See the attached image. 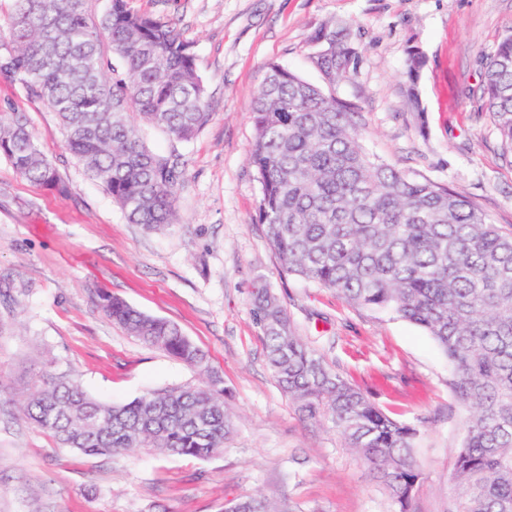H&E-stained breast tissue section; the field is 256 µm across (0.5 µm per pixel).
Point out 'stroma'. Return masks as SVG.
I'll list each match as a JSON object with an SVG mask.
<instances>
[{
	"label": "stroma",
	"instance_id": "35a3bbf8",
	"mask_svg": "<svg viewBox=\"0 0 512 512\" xmlns=\"http://www.w3.org/2000/svg\"><path fill=\"white\" fill-rule=\"evenodd\" d=\"M192 43L209 117L190 141L142 126L143 143L184 171L177 221L128 223L64 146L55 112L0 75V113L25 115L69 192L20 177L0 158V512H224L262 496L285 512H397L369 463L328 421L302 418L277 386L252 314L266 278L299 336L343 377L419 431L422 477L412 512H454L455 453L469 409L448 361L421 328L347 304L336 291L282 274L257 220L248 161L250 104L278 63L352 104L369 152L411 176L448 184L512 229V162L468 90L481 59L512 33V0H128ZM328 21L357 50L349 79L326 83L310 41ZM425 65L418 104L406 60ZM177 324L224 381L234 429L205 460L138 451L85 456L59 448L20 410L19 390L44 365L114 403L199 382L195 370L141 344L104 314L101 293ZM423 66V57L420 51L412 50L406 61V84L407 94L409 98L418 104V97L416 93V84L419 79V73Z\"/></svg>",
	"mask_w": 512,
	"mask_h": 512
}]
</instances>
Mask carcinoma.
Instances as JSON below:
<instances>
[{
    "label": "carcinoma",
    "mask_w": 512,
    "mask_h": 512,
    "mask_svg": "<svg viewBox=\"0 0 512 512\" xmlns=\"http://www.w3.org/2000/svg\"><path fill=\"white\" fill-rule=\"evenodd\" d=\"M0 35V74L59 119L66 149L133 224L149 231L176 221L182 170L149 150L137 123L189 141L208 117L207 89L193 45L172 23L107 0L91 30L87 0H11ZM117 63L105 68L99 36ZM311 43L334 82L356 58L343 29L322 25ZM420 51L406 61L407 94L418 102ZM480 99L502 152L512 154V34L482 58ZM249 158L260 184L258 221L281 271L335 290L351 305L387 313L427 332L448 359L455 396L469 406L456 452L455 512H512V231L491 223L446 184L411 177L369 152L358 113L346 102L270 63L251 103ZM0 157L25 179L66 192L20 113L0 114ZM112 322L142 344L207 376L204 385L149 391L124 404L89 395L66 372L33 374L22 391L25 418L59 447L86 455L147 449L207 458L233 430L223 381L178 325L105 295ZM252 312L280 389L308 418L323 417L362 455L400 512H409L421 470L418 430L384 412L298 336L266 281ZM224 512H279L262 498Z\"/></svg>",
    "instance_id": "cac0c4a2"
}]
</instances>
